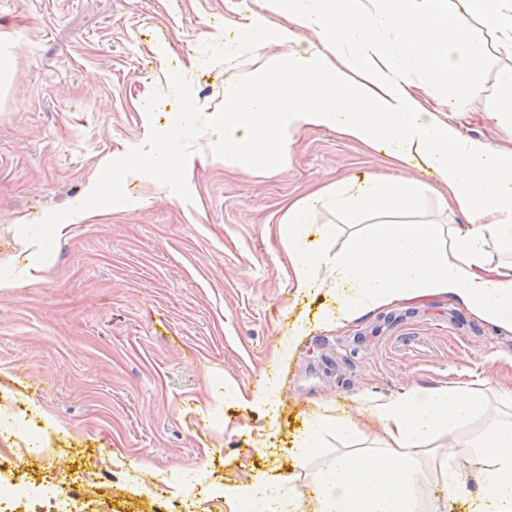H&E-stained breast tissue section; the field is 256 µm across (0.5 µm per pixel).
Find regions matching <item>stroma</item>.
Wrapping results in <instances>:
<instances>
[{
    "mask_svg": "<svg viewBox=\"0 0 512 512\" xmlns=\"http://www.w3.org/2000/svg\"><path fill=\"white\" fill-rule=\"evenodd\" d=\"M261 0H0V270L38 223L69 231L49 241L35 280L0 291V404L18 400L29 434L53 456L51 475L85 484L94 512H236L228 487L273 480L309 512L312 475L348 441L329 436L310 457L294 447L306 420L339 415L379 433L368 400L462 383L487 395L488 411L512 390V332L443 297L377 308L342 325L320 318L325 292L297 294L278 223L289 203L365 173L395 169L386 150L307 128L292 161L270 176L225 170L207 144L211 112L224 105L225 41L279 15ZM191 89L199 134L188 185L164 191L136 178L105 211L74 218L99 166L121 159L162 126ZM493 100L446 107L442 120L493 147L512 132L488 117ZM309 325L280 364L273 355L294 320ZM402 336L420 337L414 353ZM276 390L266 414L250 400ZM441 449L426 458L430 512H467L479 460L449 459L467 475L456 491L440 476ZM209 491L181 505V487Z\"/></svg>",
    "mask_w": 512,
    "mask_h": 512,
    "instance_id": "35a3bbf8",
    "label": "stroma"
}]
</instances>
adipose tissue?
Returning <instances> with one entry per match:
<instances>
[{"label":"adipose tissue","mask_w":512,"mask_h":512,"mask_svg":"<svg viewBox=\"0 0 512 512\" xmlns=\"http://www.w3.org/2000/svg\"><path fill=\"white\" fill-rule=\"evenodd\" d=\"M285 18L254 39L275 44L272 56L240 43L225 51L239 71L224 85V106L212 113L213 158L230 169L273 174L289 164L293 136L326 128L384 148L402 167L436 173V195L466 219L438 224L421 216L424 191L398 174L352 177L288 206L279 229L294 285L306 294L329 289L335 307L325 322L342 323L394 302L449 297L476 316L512 332V148H494L462 133L425 107L421 96L463 109L486 97L491 118L512 127V65L493 86L480 74L486 47L474 35L482 26L499 54L512 58V0H264ZM315 31L302 44L297 28ZM401 40H382L385 31ZM198 105L183 94L182 107L152 129L120 163L100 168L77 216L105 202L99 187L127 178L159 189L182 185L192 168L177 145L197 127ZM346 216L352 232L328 256L333 234L320 211ZM495 244L508 260L493 261ZM485 405L468 385L418 389L367 407L380 424L377 451L352 450L315 471L312 512H425L419 489L423 448L441 442L446 456L473 451L483 468L473 512H512V417L492 418L475 437L461 428ZM362 436L346 418L311 419L296 451L311 455L326 434ZM252 512H300L294 495L264 481L230 490Z\"/></svg>","instance_id":"adipose-tissue-1"}]
</instances>
